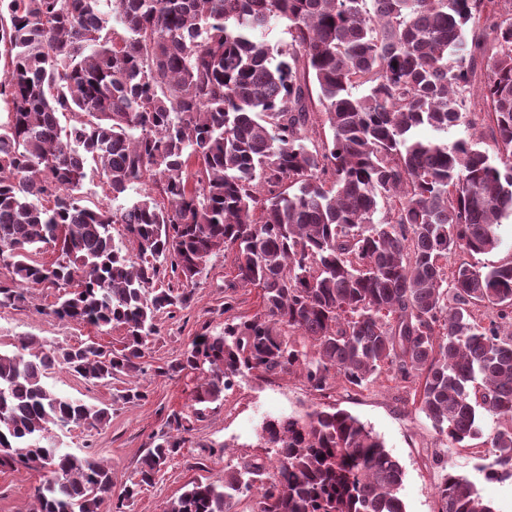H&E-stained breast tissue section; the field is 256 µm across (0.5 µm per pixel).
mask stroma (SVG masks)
I'll use <instances>...</instances> for the list:
<instances>
[{"mask_svg":"<svg viewBox=\"0 0 512 512\" xmlns=\"http://www.w3.org/2000/svg\"><path fill=\"white\" fill-rule=\"evenodd\" d=\"M232 260L231 253L214 254L189 305L174 317H161L160 334L149 344L143 359L145 370L134 381L99 384L61 367L51 370L48 384L55 391L109 409L111 417L106 425L66 429L59 432L58 441L66 451L107 462L112 468L113 493H120L134 478L154 437L165 430L168 416L190 411L196 383L169 372L171 362L197 334L219 333L229 316L241 318L258 310L259 290L248 286L236 289L235 308L232 314H225V283L233 276ZM53 300V295L36 289L16 306L0 309V349L10 350L22 336L62 346L93 341L107 348L121 338L117 329L64 322L41 312V305ZM131 385L145 392V399L123 401L122 395ZM313 400L302 379L294 375H249L237 380L213 404L206 418L195 423L184 448L126 512H164L168 502L180 496L191 481L223 482L227 464L261 454L257 429L264 416L297 415ZM330 402L371 429L400 463L404 478L399 495L406 512H437L434 486L446 468L471 481L495 512H512V479L489 480L480 470L490 435L506 427V420L480 413L477 435L464 446L450 448L416 410L409 391L387 375H380L364 389L337 380ZM439 456L444 459L440 465L435 462ZM41 478V473L31 468L0 467V512H31L34 489Z\"/></svg>","mask_w":512,"mask_h":512,"instance_id":"1","label":"stroma"}]
</instances>
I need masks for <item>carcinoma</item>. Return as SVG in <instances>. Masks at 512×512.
Masks as SVG:
<instances>
[{
  "mask_svg": "<svg viewBox=\"0 0 512 512\" xmlns=\"http://www.w3.org/2000/svg\"><path fill=\"white\" fill-rule=\"evenodd\" d=\"M101 2L0 0V308L53 288L49 314L123 331L113 349L22 337L0 351V466L43 473L32 512H125L247 373L297 375L322 397L338 376L366 388L384 372L417 385L450 447L481 410L512 421V262L447 268L496 249L512 219V0H112L110 16ZM274 22L289 40H266ZM480 59L493 144L450 145ZM314 112L330 138L312 135ZM90 164L112 200L150 182L162 201L83 204ZM220 251L234 255L227 287L259 288L260 309L170 366L197 381L191 412L115 497L111 467L54 433L109 409L55 392L47 371L144 372L158 316L187 307ZM259 441L267 458L190 482L166 512H231L253 490L256 512H405L400 464L342 410L270 418ZM490 447L485 477L512 478V426ZM435 497L438 512H494L451 471Z\"/></svg>",
  "mask_w": 512,
  "mask_h": 512,
  "instance_id": "cac0c4a2",
  "label": "carcinoma"
}]
</instances>
